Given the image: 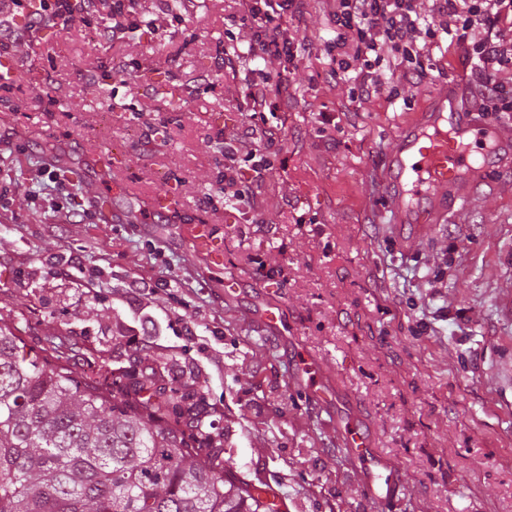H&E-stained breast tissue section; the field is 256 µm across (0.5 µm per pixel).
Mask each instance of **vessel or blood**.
I'll use <instances>...</instances> for the list:
<instances>
[{
    "instance_id": "vessel-or-blood-1",
    "label": "vessel or blood",
    "mask_w": 512,
    "mask_h": 512,
    "mask_svg": "<svg viewBox=\"0 0 512 512\" xmlns=\"http://www.w3.org/2000/svg\"><path fill=\"white\" fill-rule=\"evenodd\" d=\"M395 146L384 159L390 175L383 195L396 232L413 229L425 233L446 216L448 199H461L462 192L478 180L490 162L512 152V139L495 122H476L457 112L447 93L437 95L432 112L417 124L402 128ZM190 239L210 261L224 262L217 248L212 225H193ZM355 466L372 468L378 456L357 427L344 433ZM371 491L376 512H387L395 502L400 482L396 473L380 474Z\"/></svg>"
}]
</instances>
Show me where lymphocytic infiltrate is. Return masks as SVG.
<instances>
[{
	"label": "lymphocytic infiltrate",
	"instance_id": "f902f5d3",
	"mask_svg": "<svg viewBox=\"0 0 512 512\" xmlns=\"http://www.w3.org/2000/svg\"><path fill=\"white\" fill-rule=\"evenodd\" d=\"M238 10L224 30V48L217 67L237 71L250 63L243 106L247 126L225 139L223 196L205 195L203 208L247 202L251 221L264 223L262 186L274 168L279 129L270 117L287 111L293 97V71L309 56L313 44L293 18L305 10V0H237ZM331 36L324 41L328 85H347L350 100L363 105L379 94L389 100L404 98L407 90L429 80L441 67L436 49L449 43L462 48L475 62L476 83L469 91L475 112H512V0H322ZM98 24L100 36L123 41L126 34L154 30L139 10V0H38L36 9L26 0H0V55L21 45H34L48 28L64 30L74 16ZM278 61L276 70L267 64ZM252 163L251 175L240 171L241 160ZM31 182L50 181L53 193L36 209L78 224L97 223L95 211L70 208L72 192L51 167L30 176Z\"/></svg>",
	"mask_w": 512,
	"mask_h": 512
}]
</instances>
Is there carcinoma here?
<instances>
[{
  "label": "carcinoma",
  "instance_id": "1",
  "mask_svg": "<svg viewBox=\"0 0 512 512\" xmlns=\"http://www.w3.org/2000/svg\"><path fill=\"white\" fill-rule=\"evenodd\" d=\"M203 402L154 374L93 386L0 328V512H275Z\"/></svg>",
  "mask_w": 512,
  "mask_h": 512
}]
</instances>
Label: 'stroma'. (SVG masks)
<instances>
[{"label": "stroma", "instance_id": "stroma-1", "mask_svg": "<svg viewBox=\"0 0 512 512\" xmlns=\"http://www.w3.org/2000/svg\"><path fill=\"white\" fill-rule=\"evenodd\" d=\"M140 6L158 34L134 32L115 48L77 19L15 54L20 77L0 100V129L15 130L25 152L11 172L16 221L0 224V327L92 383L132 366L196 383L225 433L224 458L271 486L284 512H374L343 446L351 421L402 476L389 512H512V155L430 235L398 241L383 216L394 134L443 90L469 110L475 74L461 50L445 52L409 108L381 95L359 112L347 86L322 81L320 53L305 58L277 116L283 163L263 184L266 222L256 226L245 205L200 206L220 187L216 137L246 121L247 69L216 73L232 0H201L190 13L196 38L174 72L159 37L170 15L156 0ZM117 50L139 67L112 78L109 108L101 78ZM199 74L214 86L188 98ZM325 117L336 123L332 145L318 132ZM155 124L164 143L139 151ZM48 160L71 184L72 208L108 198L109 221L33 220L30 195L49 187L28 173ZM116 178L129 191L114 194ZM157 193L172 210H155ZM201 222L224 246L220 267L189 241ZM439 269L444 281L431 287ZM83 277L96 288L79 287ZM273 304L275 329L264 320ZM307 357L332 400L314 398Z\"/></svg>", "mask_w": 512, "mask_h": 512}]
</instances>
